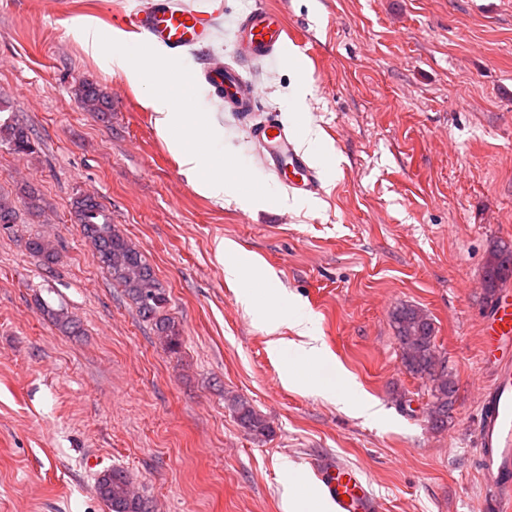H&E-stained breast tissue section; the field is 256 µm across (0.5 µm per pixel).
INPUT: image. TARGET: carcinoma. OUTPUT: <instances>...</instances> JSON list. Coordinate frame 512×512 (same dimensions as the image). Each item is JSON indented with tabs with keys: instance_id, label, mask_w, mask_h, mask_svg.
<instances>
[{
	"instance_id": "carcinoma-1",
	"label": "carcinoma",
	"mask_w": 512,
	"mask_h": 512,
	"mask_svg": "<svg viewBox=\"0 0 512 512\" xmlns=\"http://www.w3.org/2000/svg\"><path fill=\"white\" fill-rule=\"evenodd\" d=\"M82 109L87 112H107L112 107L105 96L91 82H82L75 89ZM0 142H5L18 154H30L35 141L29 129L14 120L0 124ZM74 223L81 234L94 246V256L125 295L136 306L140 316L153 323L156 332L169 350L179 346V336L170 319L163 314L167 297L154 271L140 249L112 224L111 216L96 197L79 195L72 203ZM16 223V209L8 198L0 197V226L10 228ZM29 251L41 257L46 264L56 259V248L44 237L28 239ZM512 276V245L498 243L490 250L483 274L487 297H492ZM44 311L64 331L77 334L80 323L62 310L49 306ZM396 338L400 346L403 368L411 375L427 380L430 400L429 419L434 430L448 427L455 395V381L448 365L437 352L434 327L429 316L412 305L397 308L392 313ZM230 408L242 427L252 435L267 437L271 433L266 420L256 412L249 401L234 397ZM95 493L109 507L110 512H150L149 501L133 491L132 480L123 470L107 469L99 474L94 484Z\"/></svg>"
}]
</instances>
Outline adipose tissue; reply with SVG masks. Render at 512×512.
<instances>
[{
	"label": "adipose tissue",
	"mask_w": 512,
	"mask_h": 512,
	"mask_svg": "<svg viewBox=\"0 0 512 512\" xmlns=\"http://www.w3.org/2000/svg\"><path fill=\"white\" fill-rule=\"evenodd\" d=\"M81 43L84 50L92 56L103 57L105 65L115 72L124 73L130 79L151 82L152 77L138 64L141 45L116 35L115 45L108 53L100 51V32L89 24H81ZM191 79L184 74H173L165 91L149 94L146 102L156 114L157 128L169 144L170 149L179 158L186 172L192 176L196 189L208 197L221 201L224 199L241 200V187L244 174L233 164L213 163L212 153L218 145L216 125L211 113L191 111L187 102ZM241 301L247 308L253 309L256 318L271 333H276L280 325H290L299 340L290 344L274 338L269 346L273 353L285 357V382L296 383L298 369L313 366L326 359L327 351L320 341L319 331L312 317L288 306L283 297L273 293L269 296V306L258 309L250 290H243ZM314 392L332 399L336 404L349 408L359 415L374 418L378 412L374 403L364 398L351 376L339 373L338 381L332 385L315 384Z\"/></svg>",
	"instance_id": "obj_1"
}]
</instances>
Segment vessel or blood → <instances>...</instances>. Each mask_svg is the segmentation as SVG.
Wrapping results in <instances>:
<instances>
[{"mask_svg":"<svg viewBox=\"0 0 512 512\" xmlns=\"http://www.w3.org/2000/svg\"><path fill=\"white\" fill-rule=\"evenodd\" d=\"M221 12L222 0H154L148 11L125 12L122 20L132 31L146 32L158 44L180 51L207 40ZM289 37L280 12L254 8L239 22L236 56L244 62L276 57ZM204 76L220 90L225 110H253L258 92L234 67L210 68ZM252 134L267 147L266 168L274 176L286 178L290 192H318L316 169L277 119L255 127ZM481 318V362L488 373L480 392L476 426L477 461L487 488L483 512H512V295H498L486 305ZM318 478L336 512H377L379 504L359 472L328 463L321 467Z\"/></svg>","mask_w":512,"mask_h":512,"instance_id":"b4317fda","label":"vessel or blood"}]
</instances>
